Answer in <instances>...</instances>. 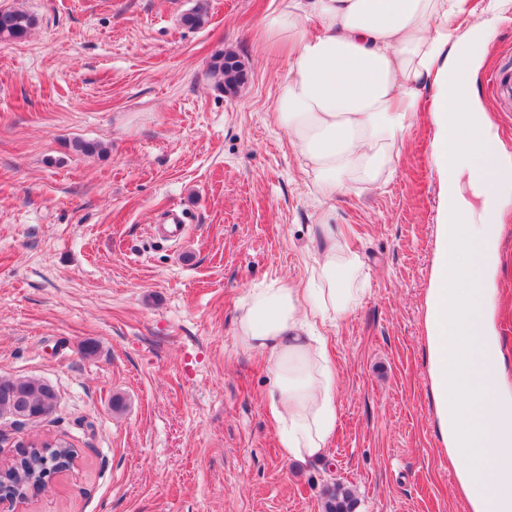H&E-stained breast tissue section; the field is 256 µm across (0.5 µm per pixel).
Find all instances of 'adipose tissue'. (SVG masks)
Returning a JSON list of instances; mask_svg holds the SVG:
<instances>
[{
	"label": "adipose tissue",
	"mask_w": 512,
	"mask_h": 512,
	"mask_svg": "<svg viewBox=\"0 0 512 512\" xmlns=\"http://www.w3.org/2000/svg\"><path fill=\"white\" fill-rule=\"evenodd\" d=\"M484 11L476 24L467 0H272L257 39L285 53L274 118L322 202L392 180L404 136L430 101L440 186L425 298L434 426L471 512H512V387L487 316L512 167L500 163L471 89L473 66L512 0H488ZM329 219L322 211L311 229L310 286L276 280L251 289L236 323L241 346L266 359V410L283 456L298 462L326 458L339 419L338 370L327 336L314 328L336 327L355 294L350 283L363 273Z\"/></svg>",
	"instance_id": "adipose-tissue-1"
}]
</instances>
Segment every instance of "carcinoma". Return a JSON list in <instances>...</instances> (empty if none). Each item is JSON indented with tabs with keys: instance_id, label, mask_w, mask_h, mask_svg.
<instances>
[{
	"instance_id": "1",
	"label": "carcinoma",
	"mask_w": 512,
	"mask_h": 512,
	"mask_svg": "<svg viewBox=\"0 0 512 512\" xmlns=\"http://www.w3.org/2000/svg\"><path fill=\"white\" fill-rule=\"evenodd\" d=\"M36 19L30 13L9 7L0 9V42L25 38L34 27ZM209 74L219 92H234L245 81V71L237 54L221 52L209 65ZM55 389L43 380L33 378H0V416H7L16 423H29L31 416L47 417L57 407ZM75 450L70 441L36 440L31 443L22 459V467L6 466L11 483L25 489L40 490L46 479L66 465H71ZM357 500L351 489L340 483L327 490L323 502L324 512H354Z\"/></svg>"
}]
</instances>
